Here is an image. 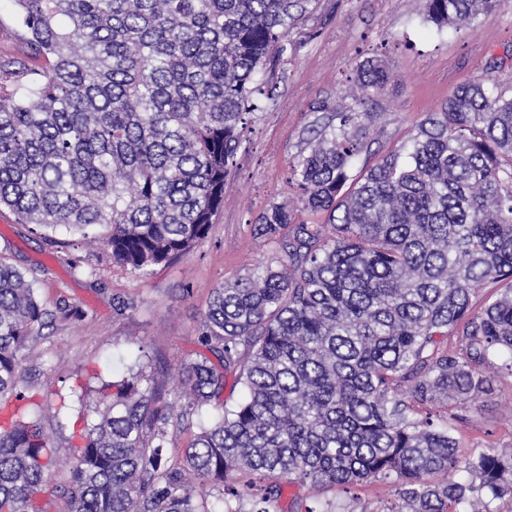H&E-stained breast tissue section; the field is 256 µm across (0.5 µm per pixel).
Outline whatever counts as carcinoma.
Wrapping results in <instances>:
<instances>
[{"instance_id":"1","label":"carcinoma","mask_w":512,"mask_h":512,"mask_svg":"<svg viewBox=\"0 0 512 512\" xmlns=\"http://www.w3.org/2000/svg\"><path fill=\"white\" fill-rule=\"evenodd\" d=\"M316 0H16L41 69L0 91V207L23 224L63 226L140 275L188 255L224 200L245 115L275 97L258 77ZM493 0H426L439 28ZM381 59L356 69L382 90ZM293 173L302 208L288 263L261 264L213 291L177 403L143 369L95 389L72 455L69 512H277L284 484L395 488L386 512H492L512 498V452L469 449L428 407L467 408L492 351L512 353V97L489 75L430 112L399 151L354 175L364 127L340 112ZM271 240L285 205L257 218ZM488 283L499 295L470 315ZM53 314L0 263V512H42L58 462L44 407L29 408L20 362L41 358ZM456 332L459 352L438 337ZM234 370L245 399L202 413ZM199 418L176 465L170 430ZM457 473L463 474L459 480ZM270 477L257 499L229 483Z\"/></svg>"}]
</instances>
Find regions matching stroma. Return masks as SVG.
Listing matches in <instances>:
<instances>
[{
  "label": "stroma",
  "mask_w": 512,
  "mask_h": 512,
  "mask_svg": "<svg viewBox=\"0 0 512 512\" xmlns=\"http://www.w3.org/2000/svg\"><path fill=\"white\" fill-rule=\"evenodd\" d=\"M14 0H0V86L14 77L2 71L44 67L31 56ZM286 54L267 74L274 100L248 115L241 143L224 179V201L205 239L184 258L143 276L113 266L110 255L89 248L82 236L57 228L34 230L0 209V262L25 274L54 319L41 331L43 357L24 361V387L47 390L74 403L78 384L118 380L138 361L176 374L200 351L201 320L214 288L247 268L284 257L281 242L258 231L256 219L273 204L295 208V220L324 224L326 217L297 208L292 165L309 150L317 131L338 125V113L357 112L366 135L356 159L370 165L399 148L427 113L439 111L456 88L489 71L497 89L512 97V0H497L489 17L460 28L425 19V0H318L314 12L289 35ZM379 58L390 79L377 95L356 103V68ZM117 299L133 302L117 312ZM487 384L466 410L454 435L465 448L512 449V376L498 366L484 371ZM318 501L337 512H385L394 501L389 485L372 482L351 492L288 487L280 512Z\"/></svg>",
  "instance_id": "obj_1"
}]
</instances>
